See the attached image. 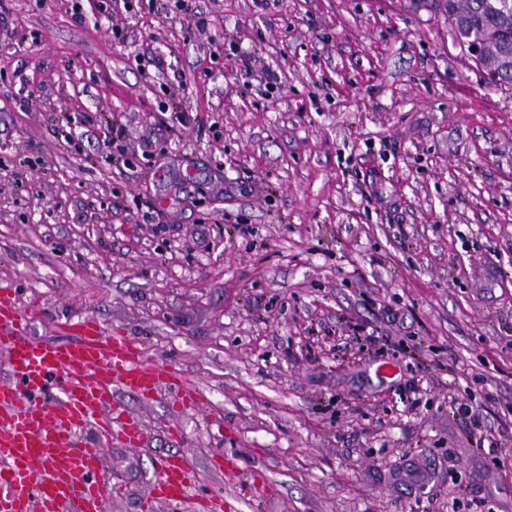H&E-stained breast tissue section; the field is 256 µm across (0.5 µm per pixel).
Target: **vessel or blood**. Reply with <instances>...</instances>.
Segmentation results:
<instances>
[{"label":"vessel or blood","instance_id":"obj_1","mask_svg":"<svg viewBox=\"0 0 512 512\" xmlns=\"http://www.w3.org/2000/svg\"><path fill=\"white\" fill-rule=\"evenodd\" d=\"M31 313L14 292L0 289V360L8 376L0 381V512H104L111 484L97 471L113 440L141 446L147 432L125 408L132 395L149 401L179 395L196 405L184 374L147 363L143 348L128 336L105 335L86 316L71 341L27 336ZM92 437L80 441L79 431ZM195 461L189 454L166 456L152 498L174 502L191 486Z\"/></svg>","mask_w":512,"mask_h":512}]
</instances>
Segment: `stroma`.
<instances>
[{
  "label": "stroma",
  "instance_id": "1",
  "mask_svg": "<svg viewBox=\"0 0 512 512\" xmlns=\"http://www.w3.org/2000/svg\"><path fill=\"white\" fill-rule=\"evenodd\" d=\"M1 288L200 391L107 512L176 451L154 512H512V86L445 0H0ZM195 471V461L189 454L175 453L166 456L161 463V471L156 480L151 498L145 510H152V502H174L184 498L191 486Z\"/></svg>",
  "mask_w": 512,
  "mask_h": 512
}]
</instances>
